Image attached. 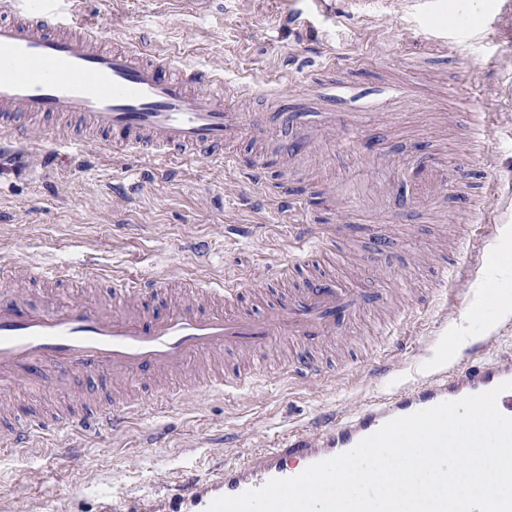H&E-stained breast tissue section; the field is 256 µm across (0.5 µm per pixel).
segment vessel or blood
Segmentation results:
<instances>
[{
    "label": "vessel or blood",
    "instance_id": "vessel-or-blood-1",
    "mask_svg": "<svg viewBox=\"0 0 512 512\" xmlns=\"http://www.w3.org/2000/svg\"><path fill=\"white\" fill-rule=\"evenodd\" d=\"M76 0H0V128L17 141L42 134L55 114H78L94 130L99 149L122 148L167 161L204 156L263 180L267 164L225 153V142L258 134L246 113L231 109L219 89L222 76L174 56L110 46L105 32L79 20ZM328 96L341 103L321 111L315 121L297 125L288 149L287 179L273 185L272 205L293 217L289 253L301 257L309 243L331 247L335 226L316 231L307 202L293 188L301 171L332 155L348 167V153L337 151V130L357 116L356 84L332 80ZM373 109L386 111L399 95L391 83L377 81ZM460 167L442 151H421L405 167L390 159L377 165L376 197L405 183L415 204L434 201L440 190L456 186ZM113 285L115 302L82 300L62 307L33 301L24 291L0 289V397L24 383L35 392L70 393L81 408L61 414L20 415L0 422V446L27 448L48 434L83 426L124 428L143 409L148 390L183 396L198 385L215 393L236 387L225 377L223 357L231 349L247 355L275 340L319 342L359 308L356 289L337 287L333 278L310 279L287 300L257 312L236 308L250 280H199L188 283L158 273ZM169 299L166 312L145 317L152 303ZM512 381V354L438 368L354 407H341L289 431L272 446L241 453L209 477L193 475L155 497L130 498L113 512H205L217 497L235 496L273 478H289L309 465L352 449L389 420L493 389Z\"/></svg>",
    "mask_w": 512,
    "mask_h": 512
}]
</instances>
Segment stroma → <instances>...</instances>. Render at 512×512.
Instances as JSON below:
<instances>
[{"instance_id": "35a3bbf8", "label": "stroma", "mask_w": 512, "mask_h": 512, "mask_svg": "<svg viewBox=\"0 0 512 512\" xmlns=\"http://www.w3.org/2000/svg\"><path fill=\"white\" fill-rule=\"evenodd\" d=\"M438 12H414L405 0H372L354 9L333 0L313 31L289 16L290 0H85V22L108 32L112 43L140 44L152 53L178 48L185 62L223 74V92L237 101L253 76L281 86V100L252 97L254 121L279 106L312 109L311 81L345 74L366 86L385 79L406 92L391 111L366 122L354 150L362 157L352 174L367 177L368 140L384 152L406 157L424 146L466 159V181L438 203L418 212L404 203L368 212L346 202L325 207L322 190L306 185L312 213L341 228L336 249L314 250L313 264L331 253L356 254L372 265L375 236L390 252L419 258L412 281L391 280L386 294L400 293L415 323L397 336L380 333L373 308L348 323L352 338L341 349L279 343L270 360L292 366L323 365L324 377L293 381L248 380L250 362L224 358L227 376L245 382L230 394L199 393L189 399L145 396L147 405L132 427H104L73 434L76 459L51 447L0 450V512H104L129 496H154L162 479L184 472L206 475L236 453L259 448L330 410L352 406L436 365L478 356L490 360L512 349V337L489 344L488 328H502L498 303L512 299V277L501 276L512 226V138L502 121L484 127L478 158L461 118H449L450 90L472 88L468 102L478 112L496 111L512 95V0H444ZM447 35L449 56L419 70L413 58L431 35ZM285 163L272 166L265 182L242 179L200 158L161 167L147 156L110 154L88 147L83 155L46 160L28 149L0 157V284L11 286L14 258L36 266L87 269L94 278L74 279L56 290L58 300L112 297L113 278L252 276L267 292L304 287L305 266H291L284 213L268 201L267 186L281 180ZM456 277L441 285L442 260ZM288 269L287 278L274 268ZM496 281L489 292L488 281Z\"/></svg>"}]
</instances>
